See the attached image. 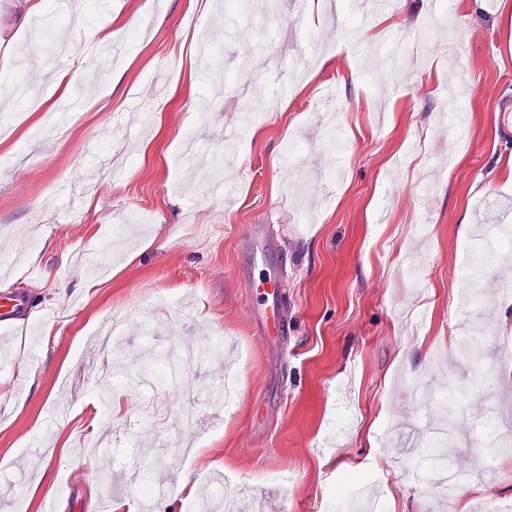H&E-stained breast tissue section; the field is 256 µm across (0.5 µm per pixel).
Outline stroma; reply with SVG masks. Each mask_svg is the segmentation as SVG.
<instances>
[{
    "instance_id": "obj_1",
    "label": "stroma",
    "mask_w": 512,
    "mask_h": 512,
    "mask_svg": "<svg viewBox=\"0 0 512 512\" xmlns=\"http://www.w3.org/2000/svg\"><path fill=\"white\" fill-rule=\"evenodd\" d=\"M154 13L150 30L139 27ZM351 14L257 0H0V59L40 92L0 138V295L29 293L26 321L0 327V512H96L106 478L167 485L157 512L213 503L225 476L264 512H458L409 477L437 431L462 460L467 512L512 502V447L479 422L512 424V377L477 379L460 333L512 361V296H459L512 280V255L474 235L512 200V0H399L359 37ZM222 29L223 40L211 37ZM118 31L116 65H101ZM427 30L424 56L402 43ZM463 71L466 136L442 124ZM254 82L266 110L225 167L227 135ZM334 88L327 101L325 88ZM82 100L69 134L46 129ZM192 129L201 154L184 157ZM342 143V176L324 163ZM250 224L283 234L285 340L248 314ZM206 346L194 365L177 356ZM237 378L232 407L187 384ZM194 485L187 496L182 482Z\"/></svg>"
}]
</instances>
